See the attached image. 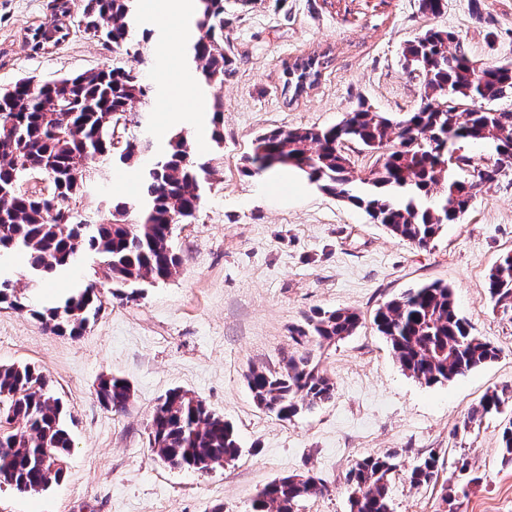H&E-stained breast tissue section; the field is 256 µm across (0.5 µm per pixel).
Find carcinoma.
I'll return each mask as SVG.
<instances>
[{"instance_id":"obj_1","label":"carcinoma","mask_w":512,"mask_h":512,"mask_svg":"<svg viewBox=\"0 0 512 512\" xmlns=\"http://www.w3.org/2000/svg\"><path fill=\"white\" fill-rule=\"evenodd\" d=\"M138 0H84V31L112 50L139 57L151 31L137 29ZM199 36L188 56L206 87L224 82L233 52L224 41V0H199ZM323 62L309 57L286 68L293 95L313 85ZM402 69L419 80L420 103L391 118L364 107L346 113L328 127L271 129L254 140L244 172L259 174L281 167L304 172L322 190L365 210L394 237L426 248L443 226L459 222L475 199L512 171V62L478 66L454 33L429 28L407 41ZM21 78L0 94V255L25 259L28 273L40 281L92 255L105 278L121 287L165 281L177 273L180 257L166 248L173 233L168 217L179 212L195 218L204 189L217 168L191 157L187 136L174 134L154 150L141 169L145 198L135 206L112 205L103 224L60 223V199H90L91 174L107 160L124 165L139 161V150L122 135L127 115L149 105L152 90L131 68L90 69L52 82ZM224 103L212 105L211 139L224 141ZM478 141L488 150L476 159L465 147ZM373 157L364 175L355 174L347 150ZM43 165L52 167L47 190L24 187ZM136 209V223L128 222ZM487 289L494 305L512 313V261L502 258L491 269ZM0 303L22 310V294L0 276ZM101 308L96 283L77 289L59 305L31 315L50 330L78 336ZM360 315L349 308L317 311L291 330L302 352L289 355L277 369L256 367L247 384L258 406L289 420L302 410L335 397V384L318 368L313 350L352 335ZM373 324L390 344L401 370L427 385L454 380L486 365L498 348L468 330L457 310L454 291L441 282L410 288L381 304ZM95 395L115 414L127 410L132 391L117 377L99 381ZM504 394H485L465 424L501 413ZM0 405L11 412L16 428L0 435V484L20 494H39L65 476V469L43 465L47 457L66 460L72 438L59 398L46 377L31 364L0 365ZM149 446L173 468L206 473L234 460L239 442L233 426L206 403L174 388L155 405ZM500 455L512 464V420L502 429ZM398 453L364 457L349 469L351 512H389L388 490ZM439 458L430 454L410 471L414 487L433 484ZM324 484L308 475L267 484L253 512H294L298 502L322 493Z\"/></svg>"}]
</instances>
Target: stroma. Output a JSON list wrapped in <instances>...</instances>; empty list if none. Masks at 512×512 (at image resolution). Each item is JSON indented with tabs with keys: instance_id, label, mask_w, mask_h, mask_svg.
<instances>
[{
	"instance_id": "stroma-1",
	"label": "stroma",
	"mask_w": 512,
	"mask_h": 512,
	"mask_svg": "<svg viewBox=\"0 0 512 512\" xmlns=\"http://www.w3.org/2000/svg\"><path fill=\"white\" fill-rule=\"evenodd\" d=\"M447 2L436 17L421 14L419 0H257L245 11L230 2L224 36L234 69L207 90L224 102L219 149L193 123L165 124L176 76L160 74L155 50L142 60L112 51L70 18L64 41L35 51L27 38L51 20L52 0H0V89L26 76L134 68L156 96L147 119L127 127V139L157 144L188 132L191 154L218 170L196 220L175 229L181 265L169 280L130 296L84 261L27 289L30 307L40 308L96 280L102 307L81 336L52 333L28 312L0 304V364L38 366L63 401L73 436L64 480L34 496L2 485L0 512H212L217 505L251 512L265 484L307 473L322 478L326 490L302 499L297 512H350L348 469L391 451L400 454L391 512H512V466L499 453L512 399L501 414L465 422L486 392H512V318L494 310L486 288L491 268L512 252V175L421 249L303 176L272 193L265 174L241 171L261 131L332 125L362 101L394 116L413 110L420 86L404 74L401 52L427 27L455 33L478 63L512 57L507 48L489 47L469 0ZM313 54L328 58L319 81L289 98L286 66ZM129 171L103 162L94 204L66 199L63 210L108 221L113 200L141 195ZM435 280L454 289L472 333L500 353L451 382L426 385L401 371L371 318L382 301ZM337 308L356 310L362 325L315 352L335 383L334 399L289 420L258 407L246 382L250 369L277 367L296 350L293 325ZM105 376L130 383L126 413L98 402L95 389ZM176 387L232 424L241 444L235 460L201 474L170 467L149 448L152 409ZM432 452L441 463L437 483L410 486L409 469ZM463 454L478 484L465 486L454 475L452 463ZM451 487L458 494L450 505Z\"/></svg>"
}]
</instances>
